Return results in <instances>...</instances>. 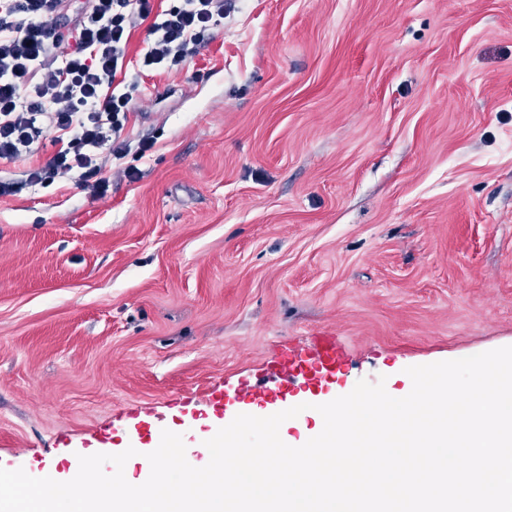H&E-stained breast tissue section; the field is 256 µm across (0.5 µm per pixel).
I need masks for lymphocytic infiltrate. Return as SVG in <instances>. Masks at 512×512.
I'll use <instances>...</instances> for the list:
<instances>
[{"label": "lymphocytic infiltrate", "instance_id": "obj_1", "mask_svg": "<svg viewBox=\"0 0 512 512\" xmlns=\"http://www.w3.org/2000/svg\"><path fill=\"white\" fill-rule=\"evenodd\" d=\"M67 0H0V160L50 141L54 152L30 171L33 185L73 177L105 192L104 163L124 158L121 130L133 99L113 88L132 28L149 20L141 66L184 67L224 17V0H172L152 14L149 0H84L68 32Z\"/></svg>", "mask_w": 512, "mask_h": 512}]
</instances>
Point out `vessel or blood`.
Returning <instances> with one entry per match:
<instances>
[{
	"mask_svg": "<svg viewBox=\"0 0 512 512\" xmlns=\"http://www.w3.org/2000/svg\"><path fill=\"white\" fill-rule=\"evenodd\" d=\"M346 359L335 337L320 336L315 347L307 353H293L284 359L279 369L283 377L276 387L246 384L241 397L249 403L264 406L301 392L329 389L336 385L345 371Z\"/></svg>",
	"mask_w": 512,
	"mask_h": 512,
	"instance_id": "obj_1",
	"label": "vessel or blood"
}]
</instances>
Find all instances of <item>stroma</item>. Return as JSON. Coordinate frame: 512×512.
Returning a JSON list of instances; mask_svg holds the SVG:
<instances>
[{
  "label": "stroma",
  "mask_w": 512,
  "mask_h": 512,
  "mask_svg": "<svg viewBox=\"0 0 512 512\" xmlns=\"http://www.w3.org/2000/svg\"><path fill=\"white\" fill-rule=\"evenodd\" d=\"M117 79L105 194L0 162V467L61 478L128 424L202 437L335 336L345 395L512 346V0H224L177 72ZM135 169L127 177L126 169Z\"/></svg>",
  "instance_id": "obj_1"
}]
</instances>
